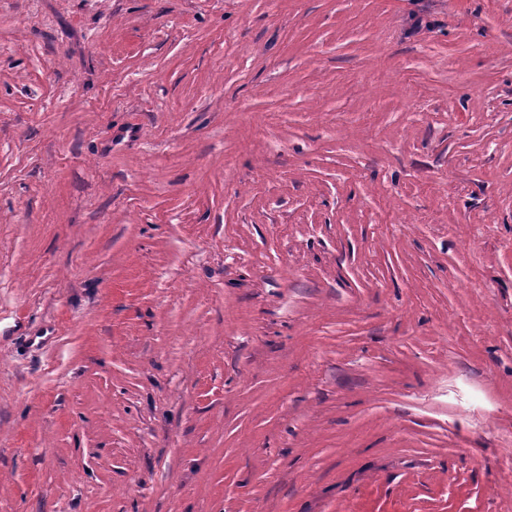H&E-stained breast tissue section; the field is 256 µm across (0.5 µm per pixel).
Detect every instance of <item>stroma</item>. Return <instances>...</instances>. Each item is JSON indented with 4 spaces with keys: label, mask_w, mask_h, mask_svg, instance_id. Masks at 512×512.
I'll return each instance as SVG.
<instances>
[{
    "label": "stroma",
    "mask_w": 512,
    "mask_h": 512,
    "mask_svg": "<svg viewBox=\"0 0 512 512\" xmlns=\"http://www.w3.org/2000/svg\"><path fill=\"white\" fill-rule=\"evenodd\" d=\"M0 512H512V0H0Z\"/></svg>",
    "instance_id": "1"
}]
</instances>
